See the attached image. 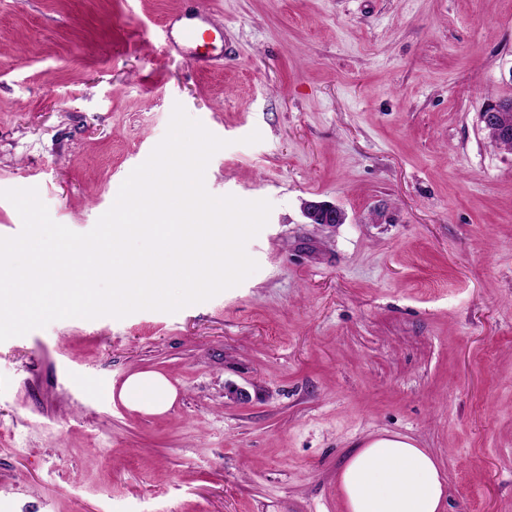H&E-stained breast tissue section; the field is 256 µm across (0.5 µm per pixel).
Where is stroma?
I'll return each instance as SVG.
<instances>
[{
    "label": "stroma",
    "mask_w": 512,
    "mask_h": 512,
    "mask_svg": "<svg viewBox=\"0 0 512 512\" xmlns=\"http://www.w3.org/2000/svg\"><path fill=\"white\" fill-rule=\"evenodd\" d=\"M201 2L186 45L190 0H0V190L87 233L179 104L228 142L208 192L272 205L241 284L0 342V512H343L346 456L396 434L446 512H512V153L480 119L512 0ZM141 371L165 413L111 398ZM181 19L184 20L180 31L182 41L186 43L196 41L202 30L201 26L205 22L206 13L197 9L190 10ZM303 214L310 224H342L346 220L345 212L327 201H305L303 203Z\"/></svg>",
    "instance_id": "stroma-1"
}]
</instances>
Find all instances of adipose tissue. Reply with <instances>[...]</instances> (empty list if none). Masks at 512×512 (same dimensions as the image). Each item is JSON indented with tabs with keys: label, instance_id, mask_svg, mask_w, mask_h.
Listing matches in <instances>:
<instances>
[{
	"label": "adipose tissue",
	"instance_id": "1",
	"mask_svg": "<svg viewBox=\"0 0 512 512\" xmlns=\"http://www.w3.org/2000/svg\"><path fill=\"white\" fill-rule=\"evenodd\" d=\"M176 392L160 373L131 374L118 397L130 410L158 414ZM345 512H444L445 482L434 457L410 439L394 435L354 449L336 475Z\"/></svg>",
	"mask_w": 512,
	"mask_h": 512
}]
</instances>
